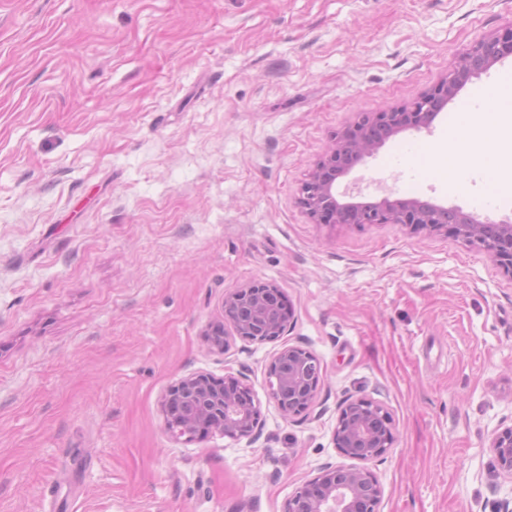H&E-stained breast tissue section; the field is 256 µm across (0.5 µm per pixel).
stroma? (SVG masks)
Masks as SVG:
<instances>
[{
	"mask_svg": "<svg viewBox=\"0 0 512 512\" xmlns=\"http://www.w3.org/2000/svg\"><path fill=\"white\" fill-rule=\"evenodd\" d=\"M512 26V0H0V512H284L326 462L342 403L395 442L381 512H499L488 444L512 425V278L479 249L402 224H314L298 188L337 132L414 101ZM512 56L432 126L336 184L512 221V189L441 155ZM275 284L282 339L207 338L224 297ZM323 366L284 419L283 345ZM197 372L244 377L255 440L164 429Z\"/></svg>",
	"mask_w": 512,
	"mask_h": 512,
	"instance_id": "obj_1",
	"label": "stroma"
}]
</instances>
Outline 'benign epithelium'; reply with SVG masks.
<instances>
[{
  "mask_svg": "<svg viewBox=\"0 0 512 512\" xmlns=\"http://www.w3.org/2000/svg\"><path fill=\"white\" fill-rule=\"evenodd\" d=\"M512 56V26L479 41L437 85L409 105L366 113L336 134L302 183L298 204L314 224H405L428 234H451L484 251L512 277V224L479 221L458 210L417 199L397 200L364 214L336 200L337 178L372 153L388 137L421 130L473 75ZM224 321L245 341L268 342L294 322L292 309L272 283L254 281L225 295ZM323 374L319 359L297 345L279 350L268 366V396L283 418L312 406ZM166 431L175 440L193 441L211 433L233 440L256 439L261 412L241 378L194 373L173 384L161 401ZM338 453L349 464L326 463L288 498L284 512H380L383 487L368 464L392 447L394 425L382 403L351 397L341 406L333 434ZM498 474L512 478V425L489 442Z\"/></svg>",
  "mask_w": 512,
  "mask_h": 512,
  "instance_id": "1",
  "label": "benign epithelium"
}]
</instances>
